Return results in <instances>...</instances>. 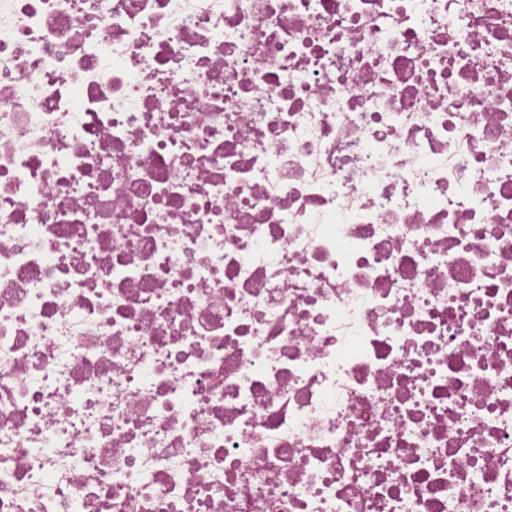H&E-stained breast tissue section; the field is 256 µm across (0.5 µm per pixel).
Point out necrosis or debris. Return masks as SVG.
<instances>
[{
	"mask_svg": "<svg viewBox=\"0 0 512 512\" xmlns=\"http://www.w3.org/2000/svg\"><path fill=\"white\" fill-rule=\"evenodd\" d=\"M0 512H512V0H0Z\"/></svg>",
	"mask_w": 512,
	"mask_h": 512,
	"instance_id": "1",
	"label": "necrosis or debris"
}]
</instances>
